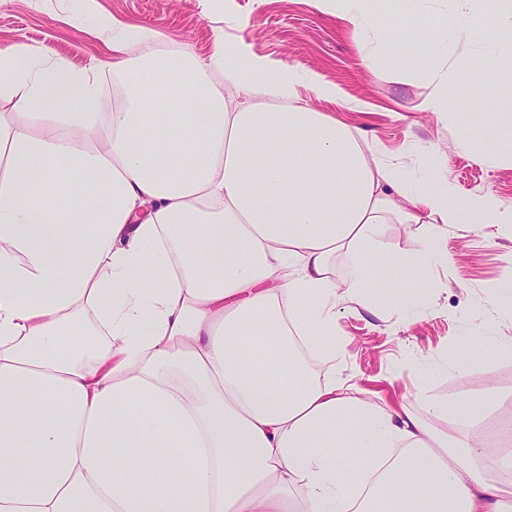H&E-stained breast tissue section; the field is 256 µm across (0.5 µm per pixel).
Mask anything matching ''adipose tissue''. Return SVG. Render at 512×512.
<instances>
[{
	"instance_id": "adipose-tissue-1",
	"label": "adipose tissue",
	"mask_w": 512,
	"mask_h": 512,
	"mask_svg": "<svg viewBox=\"0 0 512 512\" xmlns=\"http://www.w3.org/2000/svg\"><path fill=\"white\" fill-rule=\"evenodd\" d=\"M422 2L399 7L437 36L421 109L444 116L461 33L487 43L490 74L512 55V0L463 25ZM318 3L369 68L391 64L384 0ZM102 25L106 54L83 67L0 50V512H512V447L467 435L482 410L429 398L420 415L321 373L339 304L426 306L449 226L512 230V209L409 183L297 104L301 81L339 97L318 75L266 82L220 34L204 59L139 55L149 28ZM244 70L268 105L228 106L209 79ZM387 224L424 225L422 245L378 254Z\"/></svg>"
}]
</instances>
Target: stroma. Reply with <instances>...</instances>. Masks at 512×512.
Wrapping results in <instances>:
<instances>
[{"mask_svg": "<svg viewBox=\"0 0 512 512\" xmlns=\"http://www.w3.org/2000/svg\"><path fill=\"white\" fill-rule=\"evenodd\" d=\"M101 16L151 27L155 39L143 44L146 53L171 50L205 58L219 29L226 46L266 58L270 76L286 66L317 73L340 87V99H315L301 84L300 103L357 128L363 143L405 172H418L422 154H437L442 163L432 179H450L462 196L492 194L512 208V169L493 167L486 153L474 152L464 139L468 132L483 134L484 112L512 113V94L489 82L473 40L460 39L457 46L463 65L448 92V110L458 117L454 123L420 109L431 91L424 74L434 47L428 30L396 17L388 45H409L410 57L372 70L346 30L315 0H0V49L27 43L83 66L104 53ZM436 248L447 253L448 265L435 271L429 307L372 312L346 303L336 309L347 341L333 367L337 379L368 398L418 413L424 410V387L438 399L476 398L490 388L512 393V358L476 361L464 374L452 364L485 337L512 336V317L492 298L495 285L512 273V238L492 224H456Z\"/></svg>", "mask_w": 512, "mask_h": 512, "instance_id": "35a3bbf8", "label": "stroma"}]
</instances>
